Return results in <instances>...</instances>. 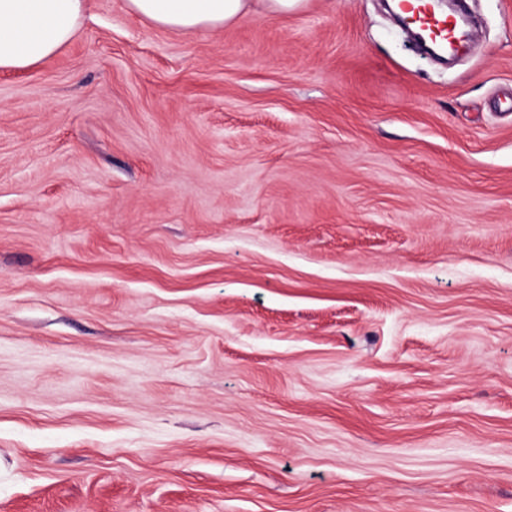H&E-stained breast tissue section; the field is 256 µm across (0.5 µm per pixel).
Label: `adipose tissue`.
<instances>
[{
  "mask_svg": "<svg viewBox=\"0 0 512 512\" xmlns=\"http://www.w3.org/2000/svg\"><path fill=\"white\" fill-rule=\"evenodd\" d=\"M306 0H126L156 27L177 33L219 30L250 14L302 10ZM86 0H0V70L23 71L56 54L77 34Z\"/></svg>",
  "mask_w": 512,
  "mask_h": 512,
  "instance_id": "obj_1",
  "label": "adipose tissue"
}]
</instances>
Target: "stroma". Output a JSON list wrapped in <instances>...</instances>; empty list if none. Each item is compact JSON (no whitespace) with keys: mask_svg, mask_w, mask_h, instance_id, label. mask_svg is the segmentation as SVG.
Here are the masks:
<instances>
[{"mask_svg":"<svg viewBox=\"0 0 512 512\" xmlns=\"http://www.w3.org/2000/svg\"><path fill=\"white\" fill-rule=\"evenodd\" d=\"M0 71V512H512V0ZM419 3L415 5V3ZM399 10L414 18L422 29L427 32L441 46H445L452 32V22L446 18L437 17L430 9V4L424 0H401L398 4Z\"/></svg>","mask_w":512,"mask_h":512,"instance_id":"35a3bbf8","label":"stroma"}]
</instances>
